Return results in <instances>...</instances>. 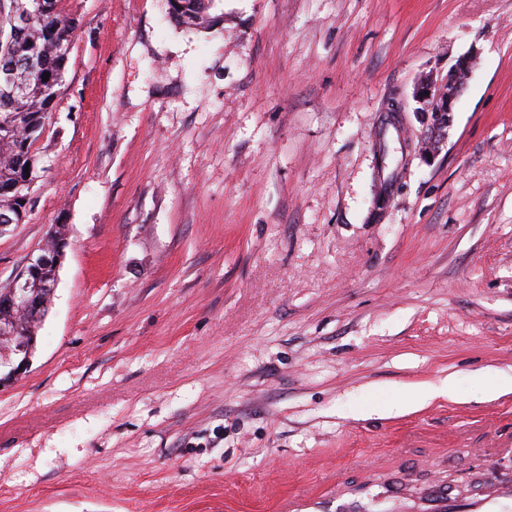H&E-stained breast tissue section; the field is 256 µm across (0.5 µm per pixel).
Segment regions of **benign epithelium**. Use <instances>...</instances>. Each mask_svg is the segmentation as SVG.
Segmentation results:
<instances>
[{
  "mask_svg": "<svg viewBox=\"0 0 512 512\" xmlns=\"http://www.w3.org/2000/svg\"><path fill=\"white\" fill-rule=\"evenodd\" d=\"M463 89V82L450 79L445 84H438L432 78L426 76L418 83L415 93L422 96L423 100L442 99L446 103L447 112H452L453 103ZM51 245L41 253L29 257L26 265L22 267L7 285L8 299L5 306L9 309H18L23 312L31 324H40L47 311L48 305L36 296V289H54L55 283H47L41 280V271L48 266L57 267L61 263L66 246L65 240L56 234L49 235ZM32 349L24 344L15 350L0 352V368L8 369V376L20 375L29 365Z\"/></svg>",
  "mask_w": 512,
  "mask_h": 512,
  "instance_id": "benign-epithelium-1",
  "label": "benign epithelium"
}]
</instances>
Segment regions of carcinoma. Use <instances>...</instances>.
Returning <instances> with one entry per match:
<instances>
[{
    "mask_svg": "<svg viewBox=\"0 0 512 512\" xmlns=\"http://www.w3.org/2000/svg\"><path fill=\"white\" fill-rule=\"evenodd\" d=\"M60 0H54L55 13L38 12L37 0H0V77L7 74L13 83L26 88L15 98L4 91L0 81V210L14 211L15 221L24 217L17 212L18 196L29 192L39 177L40 157L35 143L43 132L53 108L57 88L64 81L66 65L74 39L72 20L62 15ZM215 0H166L168 15L181 26L210 25V10ZM31 15L30 29L23 39L13 33L11 13ZM49 80H43L44 73ZM29 171H24V168ZM0 316L17 323L12 344H36L37 331L18 312Z\"/></svg>",
    "mask_w": 512,
    "mask_h": 512,
    "instance_id": "carcinoma-1",
    "label": "carcinoma"
}]
</instances>
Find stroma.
<instances>
[{"mask_svg": "<svg viewBox=\"0 0 512 512\" xmlns=\"http://www.w3.org/2000/svg\"><path fill=\"white\" fill-rule=\"evenodd\" d=\"M61 6L0 287L68 246L0 384V512H337L383 472L479 496L512 457V0ZM471 51L426 157L414 86ZM215 0H166L168 15L181 26L202 27L213 21L210 10ZM2 358L0 360V374L1 369L9 368L8 376H16L25 372L31 356L32 349L24 344L18 346L14 351L3 350L1 352Z\"/></svg>", "mask_w": 512, "mask_h": 512, "instance_id": "35a3bbf8", "label": "stroma"}]
</instances>
